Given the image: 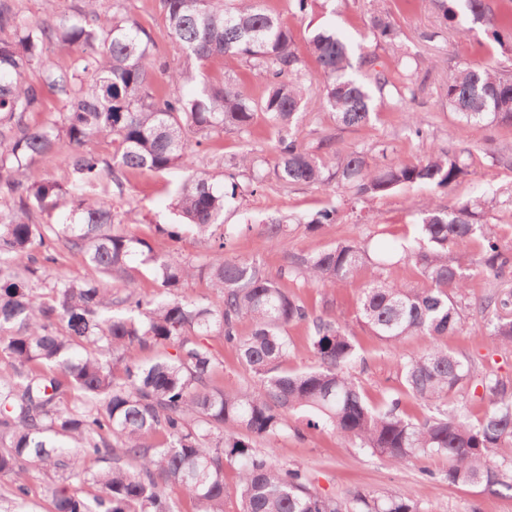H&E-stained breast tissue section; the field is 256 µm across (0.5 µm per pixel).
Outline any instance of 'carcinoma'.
<instances>
[{
    "instance_id": "carcinoma-1",
    "label": "carcinoma",
    "mask_w": 512,
    "mask_h": 512,
    "mask_svg": "<svg viewBox=\"0 0 512 512\" xmlns=\"http://www.w3.org/2000/svg\"><path fill=\"white\" fill-rule=\"evenodd\" d=\"M71 17L27 20L11 0H0V477L10 495L27 497L30 470L60 485L52 488L53 512H226L225 469H239L237 512H421L417 500L399 494L369 498L356 492L352 504L311 488L306 471L275 463L273 449L255 447L288 427V414L308 410L306 427L330 429L396 466L417 455L448 460L451 485L512 489V386L471 361L431 344L401 355L400 378L415 399L436 403L435 412L414 420L398 398L369 404L347 371L356 345L341 319L315 314L298 296L281 288L255 261L225 256L228 236L214 237L200 273L222 296V304L180 295L194 264L177 253L154 259L166 297L145 301L137 292L134 263L150 244L116 228L117 207L81 198L63 207L62 186L26 176L37 157L65 155L82 180L104 171L117 189L120 176L164 172L193 163L192 140L224 132L252 135L257 116L278 133L276 180L285 186L331 183L359 199L376 198L427 184L453 191L469 175L471 151L458 139L425 158L405 162L386 142L341 154L323 138L316 149L292 133L310 88L300 80L307 63L297 53L292 30L263 0H160L165 37L183 58L180 68L157 59L150 30L117 10L101 19L99 0H82ZM443 24L459 25V3L476 18H488L493 40L512 44V18L489 15L485 0H436ZM379 42L398 38L382 13L370 18ZM57 45L79 53L73 69L54 64ZM350 44L336 32L316 31L309 40L312 63L325 77L320 103L345 127L369 124L376 102L398 105L416 98L411 72L394 82L385 70L368 78L351 72ZM232 57L263 80L255 99L239 81L202 77L190 96L179 85L196 81L192 68ZM164 85L156 84L157 75ZM63 103L60 119L31 127L47 95ZM448 108L466 125L512 122V75L490 63L466 65L448 74ZM111 139L109 157L85 154L83 143ZM224 182L193 175L175 193L171 208L200 234L224 225ZM490 201L476 197L446 206L424 205L418 235L394 255H378L365 242L345 239L313 256H295L287 274L305 284H355L357 320L393 350L413 336L432 340L454 333L467 319L463 303L470 271L500 281L482 304L493 315L485 323L497 346L512 347V246L503 247L481 217ZM336 207L306 221L316 231L336 222ZM181 224V225H183ZM181 225L156 226L171 239ZM482 240L481 250H468ZM83 257L93 274L81 280L37 287L43 263L55 260L58 245ZM414 265L423 284L405 288L388 279L393 256ZM125 286L108 296L103 278ZM122 307L121 315L107 314ZM251 322L250 333L238 324ZM306 325L315 365L281 368L290 353L287 327ZM216 335L253 372L254 385L226 393L212 385L220 360L191 336ZM160 347L163 354L143 364L137 351ZM475 380L487 401L474 421L466 405L449 404ZM232 433H226V430ZM112 460L93 470L91 461ZM73 476L96 489L87 496L65 485ZM177 486L182 503L165 487Z\"/></svg>"
}]
</instances>
